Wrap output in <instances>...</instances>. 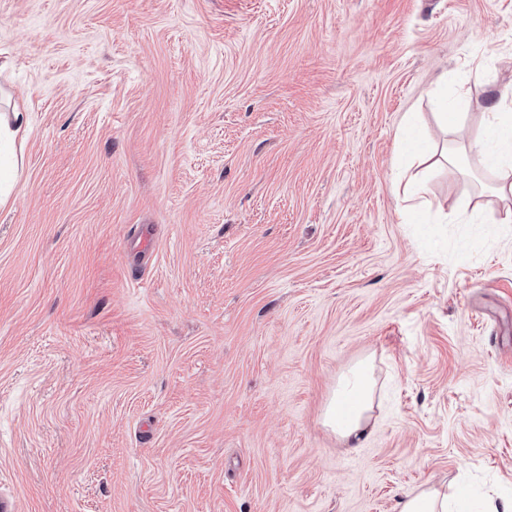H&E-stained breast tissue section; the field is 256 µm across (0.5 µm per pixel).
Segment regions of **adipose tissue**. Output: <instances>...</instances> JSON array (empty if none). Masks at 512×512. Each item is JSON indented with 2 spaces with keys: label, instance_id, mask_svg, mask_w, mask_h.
I'll list each match as a JSON object with an SVG mask.
<instances>
[{
  "label": "adipose tissue",
  "instance_id": "ef3b65f1",
  "mask_svg": "<svg viewBox=\"0 0 512 512\" xmlns=\"http://www.w3.org/2000/svg\"><path fill=\"white\" fill-rule=\"evenodd\" d=\"M376 380L369 361L351 367L327 403L323 424L350 450L363 447L371 430Z\"/></svg>",
  "mask_w": 512,
  "mask_h": 512
}]
</instances>
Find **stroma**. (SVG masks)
<instances>
[{
	"label": "stroma",
	"instance_id": "obj_1",
	"mask_svg": "<svg viewBox=\"0 0 512 512\" xmlns=\"http://www.w3.org/2000/svg\"><path fill=\"white\" fill-rule=\"evenodd\" d=\"M0 87L29 128L0 206L15 512L512 498V169L484 123L512 0H0ZM444 98L463 163L409 214L399 133L445 152ZM364 358L352 452L322 415Z\"/></svg>",
	"mask_w": 512,
	"mask_h": 512
}]
</instances>
